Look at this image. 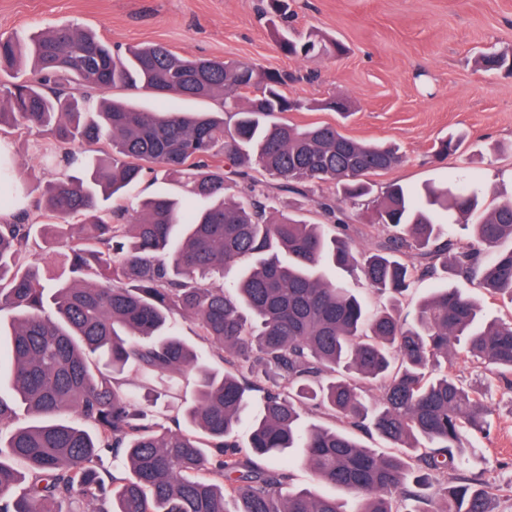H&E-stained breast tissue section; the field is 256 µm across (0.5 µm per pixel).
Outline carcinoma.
<instances>
[{
    "mask_svg": "<svg viewBox=\"0 0 512 512\" xmlns=\"http://www.w3.org/2000/svg\"><path fill=\"white\" fill-rule=\"evenodd\" d=\"M291 57L340 55L310 35L277 40ZM487 73L512 60L485 52ZM294 76L220 59L187 58L162 44L113 51L70 24L23 38L0 36V131H34L37 155L65 178L42 189L37 220L18 207V168L0 155V312H12L0 365V512H493L494 494L465 478L469 438L490 428L482 388L430 366L448 357L512 375V318L485 319L488 299L512 298V199L489 207L474 178L420 189L398 183L373 194L370 177L401 161L396 148L361 141L331 124L299 126L288 112L345 114L342 98L290 97ZM143 90L212 99L219 112H149L121 98L91 102L90 89ZM244 91L253 96L242 95ZM466 141L432 147L444 161ZM160 170L188 198L159 195L137 208L130 188ZM239 178L225 196L226 175ZM327 223L277 207L307 194ZM364 207L395 234L355 256L343 207ZM448 216L470 225L461 242ZM249 261L224 284V271ZM357 265L377 293L396 300L443 271L479 293L441 288L412 321L396 308L366 310L326 266ZM209 342L183 339L177 319ZM261 366L266 385L243 377ZM194 377L195 400L176 427L136 402L134 390L166 374ZM263 413L248 444L235 430L254 393ZM313 405L343 427L302 426ZM34 418L16 424L20 413ZM390 444L379 453L357 437ZM354 495L350 508L291 489L295 462ZM121 468L99 470L104 452Z\"/></svg>",
    "mask_w": 512,
    "mask_h": 512,
    "instance_id": "cac0c4a2",
    "label": "carcinoma"
}]
</instances>
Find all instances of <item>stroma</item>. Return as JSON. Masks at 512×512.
I'll return each mask as SVG.
<instances>
[{
	"mask_svg": "<svg viewBox=\"0 0 512 512\" xmlns=\"http://www.w3.org/2000/svg\"><path fill=\"white\" fill-rule=\"evenodd\" d=\"M291 25L336 38L344 55L291 58L278 48L261 0H0V33L73 23L112 47L161 43L184 56L216 58L296 74L292 97H343L352 113H288L289 122L339 124L363 141L395 144L402 161L376 176V187L445 182L449 173L480 176L488 202L512 196V75L486 74L479 51L512 53V0H288ZM467 132L462 151L432 162L435 141ZM20 186L38 200L39 185L62 168L41 166L33 138L10 134ZM489 434L475 435L479 455L466 472L499 493L494 512H512V387L489 386Z\"/></svg>",
	"mask_w": 512,
	"mask_h": 512,
	"instance_id": "obj_1",
	"label": "stroma"
}]
</instances>
